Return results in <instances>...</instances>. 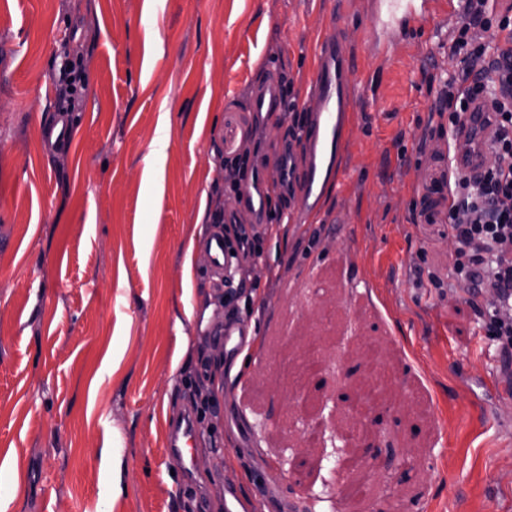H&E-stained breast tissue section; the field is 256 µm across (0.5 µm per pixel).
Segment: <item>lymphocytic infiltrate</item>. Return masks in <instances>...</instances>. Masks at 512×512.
I'll list each match as a JSON object with an SVG mask.
<instances>
[{
    "instance_id": "lymphocytic-infiltrate-1",
    "label": "lymphocytic infiltrate",
    "mask_w": 512,
    "mask_h": 512,
    "mask_svg": "<svg viewBox=\"0 0 512 512\" xmlns=\"http://www.w3.org/2000/svg\"><path fill=\"white\" fill-rule=\"evenodd\" d=\"M512 34V6L496 11L488 0H467L448 53L460 66L440 78L428 133L456 127L467 105L480 101L495 130L493 160L475 177L449 169L446 233L457 248L448 267V289L466 295L494 342L500 372L512 381V47L492 38Z\"/></svg>"
}]
</instances>
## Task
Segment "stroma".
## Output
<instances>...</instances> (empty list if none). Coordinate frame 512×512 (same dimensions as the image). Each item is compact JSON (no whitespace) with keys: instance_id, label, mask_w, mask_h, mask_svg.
I'll list each match as a JSON object with an SVG mask.
<instances>
[{"instance_id":"stroma-1","label":"stroma","mask_w":512,"mask_h":512,"mask_svg":"<svg viewBox=\"0 0 512 512\" xmlns=\"http://www.w3.org/2000/svg\"><path fill=\"white\" fill-rule=\"evenodd\" d=\"M369 0H0V502L6 512H336L339 428L370 366L371 497L348 512H512V390L463 296L434 288L449 242L414 223L443 168L420 150L450 28L373 73ZM342 29L365 106L323 224L289 225L244 265L204 271L235 194L224 166L282 135L248 110L267 76L304 103L313 48ZM77 58L82 105L54 78ZM244 311L241 362L207 333ZM208 395L184 486L169 421ZM320 447L299 439L307 425Z\"/></svg>"}]
</instances>
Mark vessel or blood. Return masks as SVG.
<instances>
[{
	"mask_svg": "<svg viewBox=\"0 0 512 512\" xmlns=\"http://www.w3.org/2000/svg\"><path fill=\"white\" fill-rule=\"evenodd\" d=\"M373 24L367 33L374 58L387 60L394 51L390 30L401 37L413 36L426 23H438L460 16L466 0H371ZM355 59L343 33L322 39L309 78L314 99L304 125L295 134L286 135L269 155V164L277 178L276 188L263 186L260 177H252L241 193V202L254 223L269 221L268 197L278 192L284 200L295 202L302 223L316 224L322 217L327 198L343 184L341 161L354 117L362 107L351 80ZM248 109L256 117L277 115L287 123L288 115L277 77H269L250 97ZM483 115L472 110L457 126L453 139L457 149L452 162L457 169L469 170L480 162L477 154L463 151L473 129L481 127ZM210 272L228 275L233 260L224 245L223 232H214L208 241ZM195 421L190 413L170 421L167 431L168 457L178 461L187 478H194L193 442Z\"/></svg>",
	"mask_w": 512,
	"mask_h": 512,
	"instance_id": "obj_1",
	"label": "vessel or blood"
}]
</instances>
